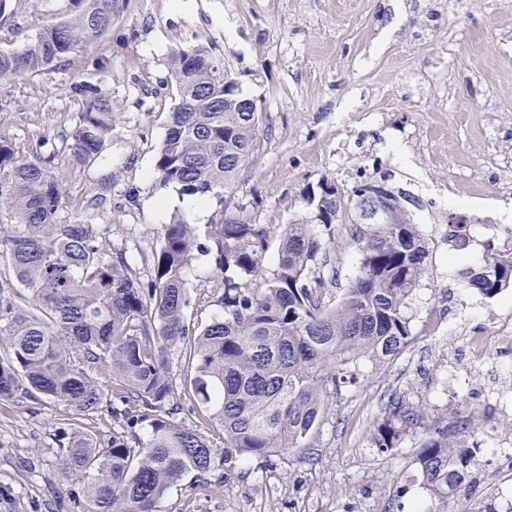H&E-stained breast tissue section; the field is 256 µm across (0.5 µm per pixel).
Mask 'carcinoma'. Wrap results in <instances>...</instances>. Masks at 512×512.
I'll return each instance as SVG.
<instances>
[{
    "mask_svg": "<svg viewBox=\"0 0 512 512\" xmlns=\"http://www.w3.org/2000/svg\"><path fill=\"white\" fill-rule=\"evenodd\" d=\"M73 9L39 27L21 51L0 50V80L42 73L90 52L112 28L120 0H70ZM177 98L155 159L161 180L181 195L217 204L205 238L175 217L142 275L122 252L102 251L92 224L63 223L67 175L51 167L56 145L44 138L28 159L0 138V403L43 396L78 415L106 409L117 429L100 446L87 433H65L56 465L77 485L78 512H160L172 487L192 474L207 479L241 458L307 448L329 400L359 380L360 366L382 363L407 344L408 300L426 272L429 249L403 197L392 222L360 221L362 182L347 202L340 189L312 199L311 219L285 226L277 266L263 264L266 232L246 208H230L240 173L259 148L260 113L224 103V61L202 46L169 56ZM66 150L86 166L112 141L110 96L84 82ZM328 216L331 223L323 222ZM348 227L361 253L359 272L341 299L326 302L336 269L328 263L337 227ZM207 256L221 275L222 312L190 332L194 303L187 270ZM322 263H317V258ZM254 280L259 287H242ZM470 284L493 298L512 288V252L492 254ZM193 339L194 365L182 386L174 359ZM105 373L112 385L97 378ZM202 410L198 424L179 420L181 398ZM218 424L224 447L205 426ZM420 411L398 399L374 429L381 453L419 427ZM147 431L146 439L139 437ZM471 422L427 426L417 464L425 488L448 499L469 479L475 455Z\"/></svg>",
    "mask_w": 512,
    "mask_h": 512,
    "instance_id": "1",
    "label": "carcinoma"
}]
</instances>
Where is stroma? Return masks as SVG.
Listing matches in <instances>:
<instances>
[{"mask_svg":"<svg viewBox=\"0 0 512 512\" xmlns=\"http://www.w3.org/2000/svg\"><path fill=\"white\" fill-rule=\"evenodd\" d=\"M68 0H23L0 23V50L23 49L39 25L62 17ZM204 45L223 59L261 116L260 147L229 203L251 207L267 230L264 255L274 270L281 228L311 215L307 188L323 181L351 191L385 180L404 193L429 244L427 270L407 315L410 338L395 357L363 365L357 384L330 400L309 447L237 462L224 483L187 476L162 512H512V457L490 451L497 437L489 385L512 371V352L477 361L475 335L512 314V289L486 298L471 271L512 237V0H125L112 29L87 55L59 68L0 81V138L26 158L41 139L61 144L82 104L72 83L105 90L119 122L100 160L80 167L59 153L69 200L61 221L97 225L105 252H125L147 272L172 216L205 229L216 209L187 207L155 170L175 89L172 48ZM105 194L106 205L88 209ZM332 252L338 301L359 270L346 230ZM204 326L221 294L208 258L189 269ZM421 408L425 421L474 416L481 444L471 479L450 499L423 485L416 462L421 429L392 451L372 445L389 402ZM77 427L98 443L112 420L76 415L44 398L0 405V512H73L70 483L55 465L61 428Z\"/></svg>","mask_w":512,"mask_h":512,"instance_id":"obj_1","label":"stroma"}]
</instances>
